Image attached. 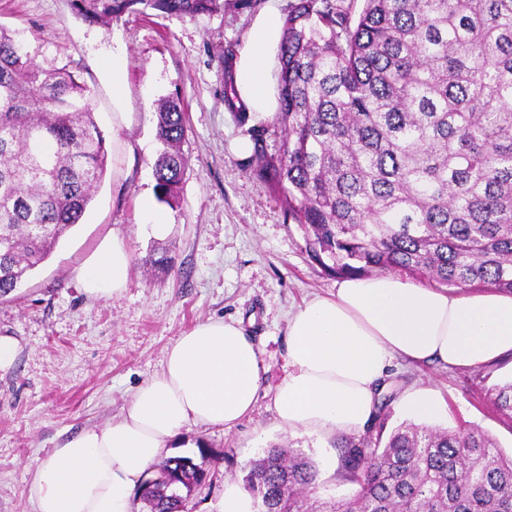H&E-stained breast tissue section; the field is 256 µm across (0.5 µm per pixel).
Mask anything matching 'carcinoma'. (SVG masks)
I'll return each mask as SVG.
<instances>
[{"label": "carcinoma", "mask_w": 512, "mask_h": 512, "mask_svg": "<svg viewBox=\"0 0 512 512\" xmlns=\"http://www.w3.org/2000/svg\"><path fill=\"white\" fill-rule=\"evenodd\" d=\"M90 23L150 10L195 16L224 0H73ZM23 31L0 25V298L81 223L107 140L69 65L48 68ZM279 111L240 124L251 173L304 231L309 257L344 278L391 271L512 292V0H296L278 47ZM224 57V101L235 98ZM187 128L157 113L156 197L180 201ZM279 139L268 151L267 139ZM490 400L512 418V381ZM385 418L336 439L349 498L318 495L320 469L275 445L244 488L259 512H512V455L487 433ZM207 472L169 457L136 490L145 512H186Z\"/></svg>", "instance_id": "obj_1"}]
</instances>
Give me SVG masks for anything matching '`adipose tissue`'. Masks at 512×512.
Segmentation results:
<instances>
[{
	"label": "adipose tissue",
	"instance_id": "1",
	"mask_svg": "<svg viewBox=\"0 0 512 512\" xmlns=\"http://www.w3.org/2000/svg\"><path fill=\"white\" fill-rule=\"evenodd\" d=\"M281 32L276 12L258 18L234 65L239 100L261 117L275 109L268 61ZM129 265L124 242L104 238L79 272L84 293L119 296ZM287 336L290 371L274 396L279 426L351 434L375 412L393 357L476 367L512 354V294L424 288L393 274L349 278L289 312ZM264 372L239 322L198 323L118 417L29 464L33 512H132L138 482L174 440L193 426L238 425L257 402Z\"/></svg>",
	"mask_w": 512,
	"mask_h": 512
}]
</instances>
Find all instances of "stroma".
I'll list each match as a JSON object with an SVG mask.
<instances>
[{
    "mask_svg": "<svg viewBox=\"0 0 512 512\" xmlns=\"http://www.w3.org/2000/svg\"><path fill=\"white\" fill-rule=\"evenodd\" d=\"M295 0H225L223 11L196 16L129 14L109 25L82 20L71 0H0V25L47 39L38 64L68 65L90 91L94 117L108 144L104 180L81 224L72 227L20 288L0 299V335L19 342L14 366L0 372V512H32L27 465L48 456L64 437L119 415L135 389L160 372L168 348L209 319L240 322L267 371L253 410L232 430L194 427L219 462H207L206 484L187 512H212L228 480L273 444L295 443L318 462L325 497L351 495L340 479L333 439L293 435L278 426L277 384L288 372L287 320L303 300L335 292L307 253L304 233L246 167L248 140L224 101L225 53H239L257 16L287 17ZM128 59L125 94L115 100L112 53ZM186 114L182 149L188 164L180 203L165 207L169 231L155 237L145 205H156L153 162L161 100ZM126 113L117 123L116 113ZM131 253L119 297L91 299L78 273L107 235ZM512 380V356L479 368H446L393 360L385 378L392 399L388 427L409 421L398 402L406 390L440 398L436 428H478L512 449V419L486 393Z\"/></svg>",
    "mask_w": 512,
    "mask_h": 512,
    "instance_id": "35a3bbf8",
    "label": "stroma"
}]
</instances>
